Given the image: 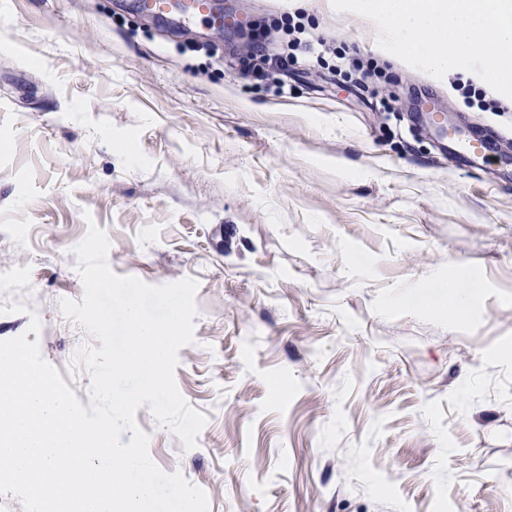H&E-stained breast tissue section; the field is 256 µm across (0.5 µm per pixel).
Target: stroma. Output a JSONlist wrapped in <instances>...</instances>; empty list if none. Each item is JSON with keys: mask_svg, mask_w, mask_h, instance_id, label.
Instances as JSON below:
<instances>
[{"mask_svg": "<svg viewBox=\"0 0 512 512\" xmlns=\"http://www.w3.org/2000/svg\"><path fill=\"white\" fill-rule=\"evenodd\" d=\"M229 8L238 41L125 0H0V340L38 342L89 405L71 360L94 339L59 304L83 296L94 219L116 274L198 283L175 370L197 444L135 420L210 512H512V159L449 142L512 132V99L484 112L465 70L385 59L331 0ZM286 15L376 76L305 53L286 95L245 79L248 40ZM468 273L478 305L449 321ZM459 154L471 163L485 164L494 155L489 141L483 138L461 139L457 143Z\"/></svg>", "mask_w": 512, "mask_h": 512, "instance_id": "stroma-1", "label": "stroma"}]
</instances>
